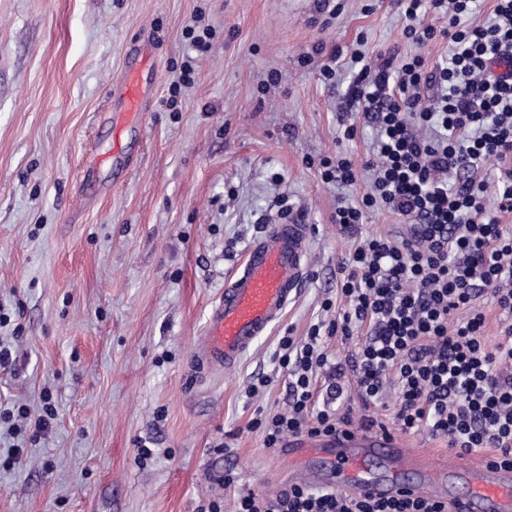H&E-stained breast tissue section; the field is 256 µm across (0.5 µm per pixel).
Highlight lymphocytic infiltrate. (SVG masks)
I'll use <instances>...</instances> for the list:
<instances>
[{
    "instance_id": "obj_1",
    "label": "lymphocytic infiltrate",
    "mask_w": 512,
    "mask_h": 512,
    "mask_svg": "<svg viewBox=\"0 0 512 512\" xmlns=\"http://www.w3.org/2000/svg\"><path fill=\"white\" fill-rule=\"evenodd\" d=\"M399 3L406 39L420 49L447 38L448 58L431 66L418 50L371 64L355 52L360 69L349 104L373 124L377 144L359 164L324 160L322 178L351 187L371 176L359 205L337 207L342 228L380 207L411 220L412 231L361 241L338 265L342 313L327 328L311 326L304 344L282 337L289 409L269 421L266 445L350 425V415L333 405L342 387L333 386L331 404L318 405L315 375L329 362L322 335L346 338L366 323L369 338L344 360L364 405H382L388 384H396L402 433L429 431L459 454L492 449L489 464L512 470V229L498 219L512 212V0H495L489 25L469 21L477 0ZM430 10L447 17V29L424 25ZM491 160L500 171L492 205L479 177ZM485 291L504 319L491 346L486 316L475 307ZM236 512L447 509L420 494L375 500L295 483L272 498L242 495Z\"/></svg>"
}]
</instances>
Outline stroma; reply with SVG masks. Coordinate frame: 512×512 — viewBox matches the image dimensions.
<instances>
[{
  "label": "stroma",
  "mask_w": 512,
  "mask_h": 512,
  "mask_svg": "<svg viewBox=\"0 0 512 512\" xmlns=\"http://www.w3.org/2000/svg\"><path fill=\"white\" fill-rule=\"evenodd\" d=\"M316 2L0 0V344L12 353L0 411L40 414L46 394L57 407L38 438L0 421V512H235L241 495L307 481L252 426L288 410L280 341L335 319L337 265L364 238L411 231L380 210L351 229L333 220L367 186L325 183L321 159L362 161L374 140L348 105L351 55L448 56L447 40L404 38L397 0ZM198 20L213 39L195 56L185 30ZM132 43L147 45L154 80L137 161L118 179L104 166L107 191L86 195L83 163L112 147L101 116ZM188 59L194 81L171 95ZM291 216L313 226L298 296L238 364L201 368L195 348L225 282ZM367 336L324 338L330 364L315 377L318 398L342 386L357 419L353 377L332 366ZM397 409L392 394L372 415L431 467L484 463L399 433ZM16 446L24 456L8 463Z\"/></svg>",
  "instance_id": "35a3bbf8"
}]
</instances>
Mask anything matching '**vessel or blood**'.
<instances>
[{"instance_id": "vessel-or-blood-1", "label": "vessel or blood", "mask_w": 512, "mask_h": 512, "mask_svg": "<svg viewBox=\"0 0 512 512\" xmlns=\"http://www.w3.org/2000/svg\"><path fill=\"white\" fill-rule=\"evenodd\" d=\"M114 146L112 163L128 166L126 141L140 126L152 96L139 70L109 91ZM312 227L293 219L268 225L245 252L236 274L225 283L200 338L197 357L210 369L239 362L253 342L278 322L304 281ZM292 455H317L326 465V484L375 499L427 491L451 512H512V470L488 465L468 470L457 491H446L443 472L429 468L385 433L369 429L328 438L291 442Z\"/></svg>"}]
</instances>
